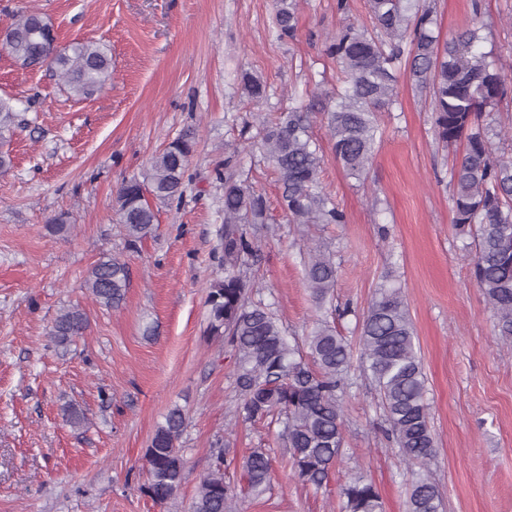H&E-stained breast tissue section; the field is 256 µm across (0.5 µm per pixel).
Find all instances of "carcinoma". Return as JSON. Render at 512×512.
Masks as SVG:
<instances>
[{"mask_svg": "<svg viewBox=\"0 0 512 512\" xmlns=\"http://www.w3.org/2000/svg\"><path fill=\"white\" fill-rule=\"evenodd\" d=\"M372 30L344 26L325 46L342 74L341 86L309 103L270 113L260 123L257 147L279 174L281 203L292 224H343L345 213L323 191L322 157L311 135L312 115L327 123L331 151L350 176L361 178L382 136L378 113L396 104L397 71L430 99L436 139L462 148L449 175L453 185V222L475 243L473 274L493 312L497 335L512 341V159L492 152L488 117L508 94L503 66L482 51L481 12L475 24L445 41L436 33L432 8L421 0H369ZM278 37H296L297 0H275ZM53 25L41 13L21 12L3 33L0 47L27 68L59 72L70 95L90 98L112 77V59L100 43L73 42L63 48L49 37ZM242 94L250 101L267 97V84L248 71L240 74ZM21 125L12 106L0 100V144ZM188 132L171 141L150 161L144 181L122 183L116 196V222L129 245L150 235L154 205L183 197L185 171L193 149ZM224 185V224L218 230L219 271L207 286L206 335L225 341L234 352L236 413L241 423L279 426L296 479L316 491L343 455V401L352 385V347L326 321L306 336V352L290 340L259 293L249 270L257 242L268 231L267 204L236 168L233 157L217 173ZM313 301L326 305L336 286L335 254L315 247L304 262ZM85 286L101 307H119L129 286L127 263L104 255L92 266ZM89 325L87 312L71 306L54 319L49 338L66 346ZM360 362L376 387L387 431L391 433L411 489L407 512H442V498L428 475L413 470L434 456L426 377L416 350L415 331L400 288L380 287L361 324ZM186 415L174 406L159 423L145 452L147 481L140 491L165 505L180 490L185 459L179 440ZM234 460L224 444L213 449L211 469L200 481L189 512H232L237 494L225 481ZM252 491L270 487L271 450L254 448L243 461ZM342 512H383L371 481L352 474L341 488Z\"/></svg>", "mask_w": 512, "mask_h": 512, "instance_id": "carcinoma-1", "label": "carcinoma"}]
</instances>
